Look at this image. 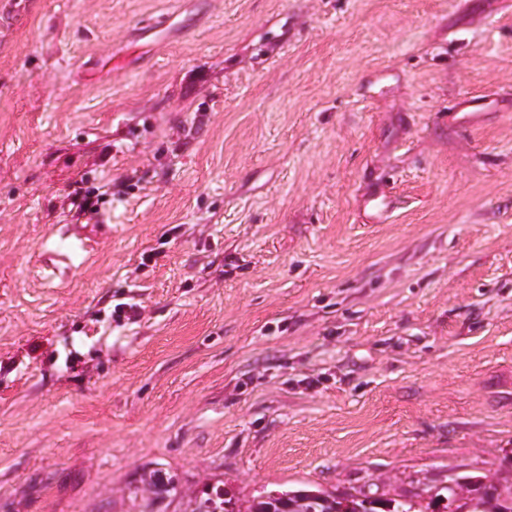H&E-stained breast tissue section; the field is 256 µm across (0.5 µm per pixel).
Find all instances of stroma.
Here are the masks:
<instances>
[{
  "label": "stroma",
  "mask_w": 512,
  "mask_h": 512,
  "mask_svg": "<svg viewBox=\"0 0 512 512\" xmlns=\"http://www.w3.org/2000/svg\"><path fill=\"white\" fill-rule=\"evenodd\" d=\"M153 468L512 481V0H0V512ZM81 194V192H77L76 190L69 193L70 204L79 209L82 213L96 214L99 210V202L102 200L100 194H98V188L87 189L84 191L83 195Z\"/></svg>",
  "instance_id": "stroma-1"
}]
</instances>
